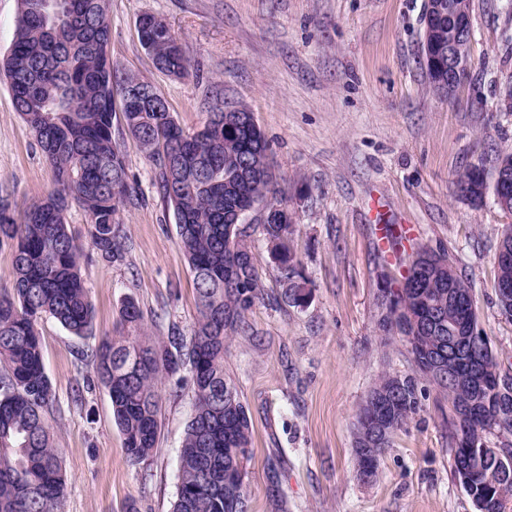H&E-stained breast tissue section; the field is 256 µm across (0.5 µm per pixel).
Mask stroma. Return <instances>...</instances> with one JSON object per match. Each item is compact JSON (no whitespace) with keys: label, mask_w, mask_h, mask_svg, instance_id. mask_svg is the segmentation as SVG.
I'll list each match as a JSON object with an SVG mask.
<instances>
[{"label":"stroma","mask_w":512,"mask_h":512,"mask_svg":"<svg viewBox=\"0 0 512 512\" xmlns=\"http://www.w3.org/2000/svg\"><path fill=\"white\" fill-rule=\"evenodd\" d=\"M425 0H108L109 55L149 81L177 123L199 130L213 106L250 109L271 147L294 217L293 242L311 295L296 307L271 259L260 212L247 215L262 297L224 363L252 422L250 512H476L453 475L448 401L426 385L422 411L397 432L368 482L356 476L353 432L383 372L406 374L401 336L387 335L381 278L400 277L378 247L382 224L408 227L411 243L447 251L470 283L478 324L512 375V320L497 305L494 255L512 215L493 198L452 192L458 173L512 150V0H471V66L455 98H440L421 58ZM151 13L180 38L185 78L158 71L139 18ZM117 143L137 195L120 211L112 261L90 255V335L55 319L38 323L56 400L47 421L66 480L61 512H172L178 456L193 413L189 381L166 378L157 445L134 463L102 384L84 354L102 337L130 335L121 309L134 301L141 335H190L193 276L160 170L131 135ZM54 175L0 78V197L22 210L52 190Z\"/></svg>","instance_id":"stroma-1"}]
</instances>
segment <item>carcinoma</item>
<instances>
[{
    "label": "carcinoma",
    "instance_id": "cac0c4a2",
    "mask_svg": "<svg viewBox=\"0 0 512 512\" xmlns=\"http://www.w3.org/2000/svg\"><path fill=\"white\" fill-rule=\"evenodd\" d=\"M15 38L0 57V76L8 81L13 105L29 126L55 173V186L23 213L0 200V245L13 249L14 286L0 294V512H59L66 481L53 433L45 421L55 396L46 372L38 321L49 315L74 336L92 326L93 307L81 272L84 250L64 219L69 202L88 213V236L100 257L112 261L118 251L120 208L133 196L113 124L124 128L160 168V191L173 208L182 251L193 274L198 317L191 335L172 334L168 342L109 338L86 355L96 378L108 389L114 423L132 462L154 448L160 413L159 384L188 368L194 406L179 454L178 492L173 512H225L224 499L238 498L248 512L245 482L252 424L233 378L224 369L226 344L243 330L244 313L261 298L252 246L244 232H229L228 214L249 200L276 197L260 166L269 144L253 124L224 122V105H215L204 126L184 131L161 99L114 107V89L122 84L151 86L136 74L117 69L108 55L107 0H19ZM140 20L166 34L152 42L157 69L178 78L191 64L168 24L153 14ZM118 188L112 194V187ZM271 252L288 275V300L302 306L299 283L310 284L293 240V215L275 212L263 225ZM443 258L424 246L407 256L405 283L392 299L380 297L382 325L396 324L397 335L417 336L448 360V323L432 321L427 303L449 313L461 326H478L477 314L454 302L471 291L458 272L425 268L419 258ZM122 323L141 325L142 312L129 301ZM480 374L487 389L439 384L414 361L411 375L384 374L362 405L354 437L356 467H371L404 424L423 409L427 381L448 398V437L454 450L453 473L460 478L462 457L487 447L486 434L512 436V380L506 392H494L501 377L490 342ZM472 402L471 414L459 413ZM380 417L381 443L375 461L361 453L370 432L366 422ZM466 493L476 510L507 512L512 478L494 487L483 473L470 477Z\"/></svg>",
    "mask_w": 512,
    "mask_h": 512
}]
</instances>
